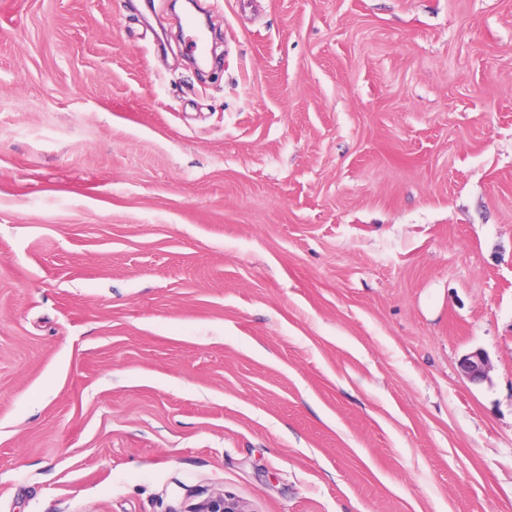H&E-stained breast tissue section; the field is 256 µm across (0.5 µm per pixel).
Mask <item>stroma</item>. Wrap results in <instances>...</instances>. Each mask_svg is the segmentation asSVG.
<instances>
[{"label":"stroma","instance_id":"stroma-1","mask_svg":"<svg viewBox=\"0 0 512 512\" xmlns=\"http://www.w3.org/2000/svg\"><path fill=\"white\" fill-rule=\"evenodd\" d=\"M197 3L0 0V512H512V0ZM489 368L490 360L481 349H476L464 355L460 362L462 373L471 381L483 380L487 376ZM245 506L223 493H212L193 505L186 512H247Z\"/></svg>","mask_w":512,"mask_h":512}]
</instances>
